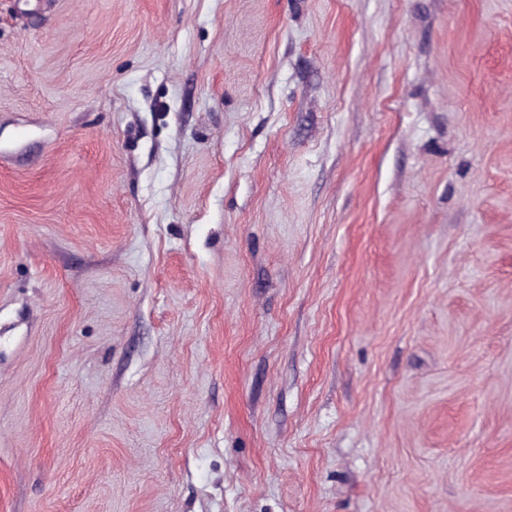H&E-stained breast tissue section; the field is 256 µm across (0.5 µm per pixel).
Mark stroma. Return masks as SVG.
Returning <instances> with one entry per match:
<instances>
[{
	"label": "stroma",
	"mask_w": 512,
	"mask_h": 512,
	"mask_svg": "<svg viewBox=\"0 0 512 512\" xmlns=\"http://www.w3.org/2000/svg\"><path fill=\"white\" fill-rule=\"evenodd\" d=\"M0 512H512V0H0Z\"/></svg>",
	"instance_id": "obj_1"
}]
</instances>
